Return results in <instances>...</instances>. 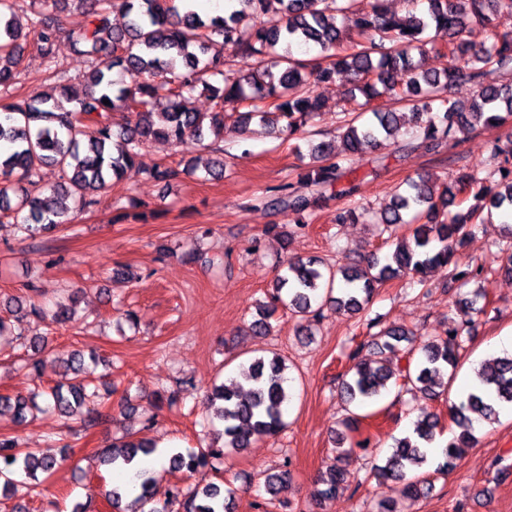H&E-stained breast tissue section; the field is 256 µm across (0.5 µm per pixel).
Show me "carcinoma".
<instances>
[{
	"label": "carcinoma",
	"instance_id": "1",
	"mask_svg": "<svg viewBox=\"0 0 512 512\" xmlns=\"http://www.w3.org/2000/svg\"><path fill=\"white\" fill-rule=\"evenodd\" d=\"M427 2V9H413L404 17L390 13L385 0H238L240 8L224 14L203 15L186 0H77L85 6L87 20L76 29L66 27L62 0H33L29 29L16 14V0H0V89L13 86L17 65L30 45L51 64L60 34L68 38L73 52L90 58L91 68L81 94L73 95L64 84L66 75L54 68L61 94L29 96L0 106V216L23 215L19 230L33 238L42 232L71 223L99 203L100 194L122 179L133 167L140 151L152 141L176 146L187 139L200 143L211 137L217 157L210 161L209 175H224V149L217 146L224 131V118L249 130L251 124L278 130L289 137L302 133L320 118L322 105L311 85L330 82L347 74L353 80L347 113L352 118L337 128L334 139L321 140L309 148V161L297 167L298 182L307 189L295 191L288 183L266 201L270 209H286L295 215L294 226H309L316 211L335 198L347 201L336 211V223L356 222L366 214L359 204V185L347 178V156L373 152L410 127L411 138L430 149L446 140L455 144L478 129L501 125L512 119V84H483L486 70L512 74V32L495 35L487 46L475 48L466 38L473 22L487 23L489 15L512 14V0H414ZM125 18L121 27L112 15ZM448 34L447 46L438 48L426 39L430 28ZM318 51V57L294 56L292 48ZM418 51L413 55L412 51ZM430 53L447 56L441 70L423 67ZM472 84L476 98L463 109L444 97L448 87ZM209 93L212 113L195 112L186 100L195 93ZM384 97L412 102V112H397L375 104ZM109 100L104 104L103 100ZM165 100L158 112L154 104ZM247 103V111L238 105ZM129 114L122 124L112 114ZM341 151H336V142ZM505 166L499 180L490 181L459 169L441 192L420 177L395 187L392 201L380 214V233H393L405 224H416L412 238L398 242L384 258L372 256L362 262L332 265L321 258L288 259L269 293L249 323L253 336H267L271 319L282 309L298 319L297 335L309 337L323 315L333 309L356 314L365 309L377 288L403 276L425 283L430 269L452 267L460 278L455 245L468 235V225L482 211L512 210V141L500 149ZM53 163L61 181L47 191L40 187L39 172ZM180 170L161 164L147 172L152 180L169 184ZM477 204L466 206L469 199ZM29 313L45 320L44 308L28 300ZM485 296L478 290L461 300V325H468L484 311ZM51 323L64 324L72 317L61 301ZM10 334L20 344L40 354L46 337H27L25 329L0 318V337ZM413 332L392 326L371 334L370 356L357 347L349 355L351 367L342 381L341 394L349 403H367L401 377L408 390L416 389L426 400L440 396L448 370L458 364L461 329L452 326L422 347L423 356L413 360ZM402 352L407 365L396 374L386 355ZM54 361L73 383L63 387L35 388L14 396L0 394V411L10 409L23 421L32 411H53L69 418L85 410L88 426L104 425L109 418L99 409L100 396L95 370L100 357L73 350ZM288 365L274 353H262L241 363L235 376L206 392L203 406L207 426L222 425L224 441L199 452H177L170 459L174 470L196 471L224 458V450L250 447L256 438L275 436L286 426L285 388ZM481 387L461 395L448 406V416L459 429L442 450L440 469L454 465L459 448L475 441L474 422L498 421L512 409V354L488 360L479 371ZM421 415L412 434L396 440L391 453L374 467L379 480H404L405 493L416 497L424 480L406 479V471L427 463V448L436 439L439 414L419 406ZM347 436H338L334 463L316 479L312 496L317 503L333 498L349 482L347 463L353 447H344ZM155 445L147 438H115L102 449V461L112 469L130 468L152 455ZM56 456L36 448H23L15 438L0 436V493L7 498L18 492L13 474L21 469L37 482L56 470ZM140 494L137 502L149 512H167L171 500L181 498L183 512H230L224 491L214 483L186 491L176 487L158 499L155 481L147 468L135 472ZM288 469L267 478L265 490L276 496L291 482Z\"/></svg>",
	"mask_w": 512,
	"mask_h": 512
}]
</instances>
